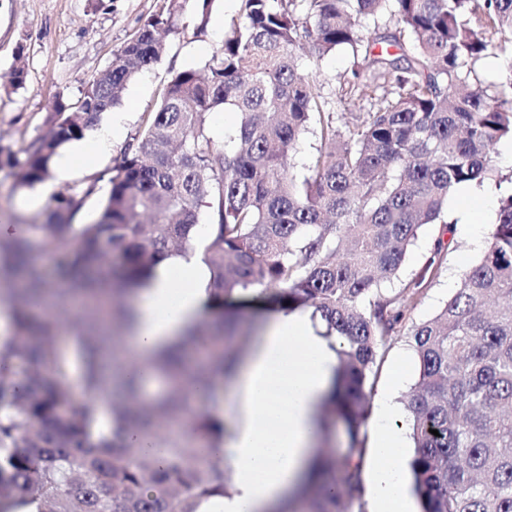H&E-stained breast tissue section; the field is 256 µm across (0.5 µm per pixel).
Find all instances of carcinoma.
<instances>
[{
    "label": "carcinoma",
    "instance_id": "obj_1",
    "mask_svg": "<svg viewBox=\"0 0 512 512\" xmlns=\"http://www.w3.org/2000/svg\"><path fill=\"white\" fill-rule=\"evenodd\" d=\"M166 2L76 108L49 113L50 133L25 149L20 186L44 182L60 150L160 60L180 7ZM364 21L373 23L367 33ZM507 31L512 0H241L206 72L173 75L113 167L91 223L75 229L71 220L92 186L57 196L45 223L0 237V273L25 277L18 290L0 288L13 313L0 336V512H198L224 497V468L170 426L179 421L215 447L224 441V419L191 391L234 372L248 340L235 335L239 321L190 324L179 345L154 359L170 381L155 397L143 396V377L130 366L124 393L109 401L107 429L91 401L103 389L102 350L135 321L125 298L163 260L195 248L202 219L211 310L267 296L311 310L323 336L341 339L322 424L326 431L341 419L348 452L316 453L296 497L313 493L308 512L362 508L379 349L400 334L410 304L448 258L439 240L420 272L403 278L408 250L422 226L444 223L458 189L493 177L495 147L512 139V66L493 94L474 77L475 63L502 49L496 36ZM338 48L352 55L342 97L370 101L345 120L298 74L299 51L318 62ZM217 108L238 116L222 145L206 127ZM308 132L320 146L297 176L292 158ZM39 256L51 257L68 284L50 299ZM48 303V318L33 319ZM407 336L418 362L406 409L420 512H512V191L500 195L484 254ZM75 375L84 400L73 392Z\"/></svg>",
    "mask_w": 512,
    "mask_h": 512
}]
</instances>
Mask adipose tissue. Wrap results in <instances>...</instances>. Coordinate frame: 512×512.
Segmentation results:
<instances>
[{"label": "adipose tissue", "instance_id": "adipose-tissue-1", "mask_svg": "<svg viewBox=\"0 0 512 512\" xmlns=\"http://www.w3.org/2000/svg\"><path fill=\"white\" fill-rule=\"evenodd\" d=\"M206 281L195 261L174 257L157 267L135 299L137 321L123 351L141 362L182 336L204 312ZM337 342L317 331L308 313L279 309L232 380L228 434L213 456L230 475L222 499L199 512H275L305 480L320 437L317 406L338 363ZM406 439L391 394L378 398L371 459L365 472L368 512H413L404 465Z\"/></svg>", "mask_w": 512, "mask_h": 512}]
</instances>
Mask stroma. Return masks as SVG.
Returning a JSON list of instances; mask_svg holds the SVG:
<instances>
[{
  "instance_id": "stroma-1",
  "label": "stroma",
  "mask_w": 512,
  "mask_h": 512,
  "mask_svg": "<svg viewBox=\"0 0 512 512\" xmlns=\"http://www.w3.org/2000/svg\"><path fill=\"white\" fill-rule=\"evenodd\" d=\"M165 0H0V147L10 150L11 162L0 163V225L23 219L41 223V214L55 203L41 188L24 189L18 175L26 160L28 144L48 130L46 117L55 105L78 103L85 86L111 64L115 54L138 32ZM240 0H180L170 19L167 50L161 59L124 88L117 110L125 114V129L90 168L75 172L57 190L66 193L94 186V193L74 218V224L90 223L110 189L112 169L131 138L157 110L173 75L185 68L204 69L220 50ZM351 56L346 49L306 67L305 77L333 112H343L341 85L350 74ZM25 69L22 86H14L16 66ZM477 199L452 197L444 224L425 226L409 251L404 276L419 272L435 239L451 238L448 261L431 285L410 306V321L432 318L457 288L462 273L481 256L473 239L488 240L497 219L499 190L494 182L477 189ZM406 375L396 394L404 400L418 378V365L407 336L394 337L382 349L373 396L387 388L394 369Z\"/></svg>"
}]
</instances>
